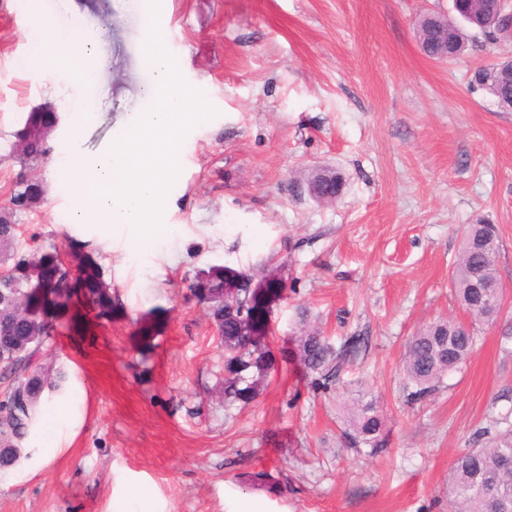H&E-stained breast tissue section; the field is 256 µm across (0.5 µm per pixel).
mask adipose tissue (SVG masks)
I'll return each mask as SVG.
<instances>
[{"mask_svg": "<svg viewBox=\"0 0 512 512\" xmlns=\"http://www.w3.org/2000/svg\"><path fill=\"white\" fill-rule=\"evenodd\" d=\"M40 46L33 69L36 78L48 79L56 70H68L81 84L96 83L101 67V56L95 39L89 38L82 22H74L60 29L48 17L38 18L30 32Z\"/></svg>", "mask_w": 512, "mask_h": 512, "instance_id": "obj_1", "label": "adipose tissue"}]
</instances>
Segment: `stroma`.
<instances>
[{"label": "stroma", "instance_id": "obj_1", "mask_svg": "<svg viewBox=\"0 0 512 512\" xmlns=\"http://www.w3.org/2000/svg\"><path fill=\"white\" fill-rule=\"evenodd\" d=\"M167 52L206 86L215 116L188 131L163 221L174 235L128 252L94 224L68 221L72 185L59 161L94 154L144 105L142 59L150 0H57L56 20L107 19L98 105L72 136L80 85L33 80L30 37L41 0H0V202L20 176L45 193L18 212L11 250L77 271L52 309L42 356L67 373L63 399L40 403L25 456L0 468V512H448V472L474 432L512 419V341L481 327L462 370L421 401L408 396L407 341L459 315L449 274L465 227L499 230L496 265L512 316V111L477 87L483 65L512 59V42L478 41L452 62L427 57L417 25L450 0H160ZM59 122L51 159L12 154L28 112ZM318 168L343 182L330 203L305 180ZM227 265L278 276L266 343L279 362L257 400L224 409V350L188 286ZM112 296L99 316L88 287ZM307 310L332 346L368 339L363 360L332 391L315 390L294 341ZM371 389L386 415L381 452L339 440L344 391ZM64 449L43 439L55 407Z\"/></svg>", "mask_w": 512, "mask_h": 512}]
</instances>
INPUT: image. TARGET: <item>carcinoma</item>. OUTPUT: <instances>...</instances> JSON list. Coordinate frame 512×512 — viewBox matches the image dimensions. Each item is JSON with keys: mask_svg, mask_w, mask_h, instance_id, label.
Masks as SVG:
<instances>
[{"mask_svg": "<svg viewBox=\"0 0 512 512\" xmlns=\"http://www.w3.org/2000/svg\"><path fill=\"white\" fill-rule=\"evenodd\" d=\"M423 51L432 59H440V46L430 21L422 20L417 29ZM472 41L465 26L455 29L454 46L448 55L457 58ZM509 65L503 61L478 69L474 83L494 95L498 91L497 75ZM50 128L32 130L33 138L41 148L24 152L28 158H43L50 149L46 145ZM21 190L13 193L0 206V245L10 244L17 235L14 222L16 212L37 199L40 183L20 180ZM478 238L498 239L491 224H470L464 235L458 260L451 273V286L459 308L472 316L474 323L465 325L457 318L431 324L414 336L408 344L403 372L413 390L409 397L422 400L431 395L448 373L460 370L468 361L477 340L475 322L494 324L485 316L479 296L470 288L475 273L494 280L498 278L497 252L483 253L472 247ZM26 259L14 261L12 268L0 275V382L5 383L4 397L0 399V466H10L20 457V444L33 427L36 410L44 392L60 394L64 391L66 375L35 366V357L52 341V325L41 307L64 303L70 293L60 294L68 287V272L53 260L43 257L36 265V283L28 287L25 274ZM209 288L202 296L199 279L189 285L191 294L206 305L208 316L224 347V407L246 406L259 394L260 383L276 370L275 358L266 346L246 347L245 339L233 335L234 327L224 324V268L211 267L207 271ZM299 336L295 337L300 364L314 375L317 389L327 390L338 380L346 365L360 360L367 350L361 336H351L340 347L333 348L321 330L308 322L302 314ZM341 432L342 442L349 448H369L377 452L387 447L386 422L377 401L364 392H358L346 403V416ZM506 456L512 457V423L495 422L493 427L479 429L471 448L459 454L448 473L451 498L448 512H495L499 499L512 502V468L500 467Z\"/></svg>", "mask_w": 512, "mask_h": 512, "instance_id": "1", "label": "carcinoma"}]
</instances>
